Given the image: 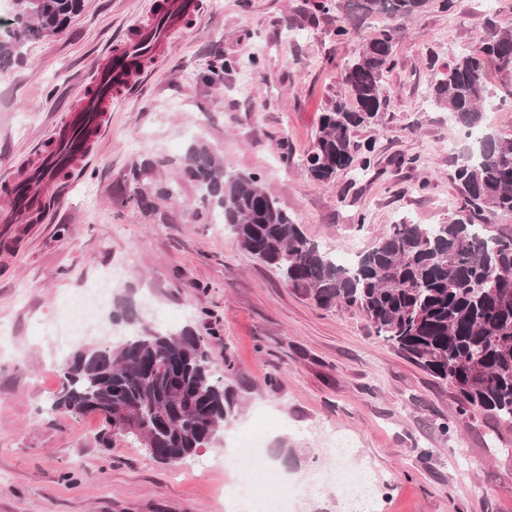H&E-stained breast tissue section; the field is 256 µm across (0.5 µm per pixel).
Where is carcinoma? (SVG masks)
<instances>
[{"label": "carcinoma", "instance_id": "1", "mask_svg": "<svg viewBox=\"0 0 512 512\" xmlns=\"http://www.w3.org/2000/svg\"><path fill=\"white\" fill-rule=\"evenodd\" d=\"M11 21L0 33V66L21 57L28 41L54 35L80 14L84 0H11ZM429 0H347L353 19L384 15L404 21ZM396 26L364 44L346 66L350 99L332 98L304 166L311 178L331 182L371 165L373 146L358 133L379 124L388 107L383 78L389 71ZM499 73L512 77V32L484 23L476 39ZM435 104L463 131L480 130L475 154L456 169L462 205L446 224H394L352 267L336 263L310 240L258 174L241 171L192 143L180 160V179L197 189L192 215L219 217L238 245L279 271L317 307L356 308L379 336L405 358L456 392L457 413L476 411L512 420V237L489 238L480 222L512 213V134L481 129L491 104L488 79L471 53L455 59L434 86ZM167 164L146 159L124 187L125 203L148 204L177 194V181L142 176ZM51 411L97 414L95 445L106 451L143 446L133 432L112 434L124 409L156 412L148 459L177 462L216 444L235 406L234 393L215 375L202 337L190 327L174 333L144 328L112 345H82L62 367Z\"/></svg>", "mask_w": 512, "mask_h": 512}]
</instances>
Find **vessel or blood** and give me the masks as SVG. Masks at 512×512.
Here are the masks:
<instances>
[{"mask_svg": "<svg viewBox=\"0 0 512 512\" xmlns=\"http://www.w3.org/2000/svg\"><path fill=\"white\" fill-rule=\"evenodd\" d=\"M200 9L199 0H158L148 22L113 45L38 163L19 175L10 188L15 206L27 221L41 216L50 185L88 158L94 140L106 130L113 97L130 89L143 64L163 50Z\"/></svg>", "mask_w": 512, "mask_h": 512, "instance_id": "obj_1", "label": "vessel or blood"}]
</instances>
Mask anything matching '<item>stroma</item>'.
I'll list each match as a JSON object with an SVG mask.
<instances>
[{
  "instance_id": "1",
  "label": "stroma",
  "mask_w": 512,
  "mask_h": 512,
  "mask_svg": "<svg viewBox=\"0 0 512 512\" xmlns=\"http://www.w3.org/2000/svg\"><path fill=\"white\" fill-rule=\"evenodd\" d=\"M151 0H84L62 32L35 39L0 69V213L7 183L36 159L105 51L149 18ZM194 21L121 100L74 176L49 191L38 221L0 224V512H229L224 465L241 435L261 431L287 453L294 488L288 512H349L335 483L334 444L373 485L366 512H512V422L487 413L456 421L455 394L377 336L359 311L327 312L242 250L223 225L189 210L196 190L153 208H124L119 195L144 159L163 157L174 178L187 146L206 144L266 191L321 246L364 252L390 225L447 223L459 198V129L431 99L432 84L471 47L485 19L512 31V0H430L404 25L384 77L382 125L371 168L331 183L302 163L328 99L347 97L343 70L394 22L352 25L342 9L312 0H201ZM349 25L347 36L336 28ZM233 69L204 77L205 59ZM113 300L133 302V324L112 308L69 315L102 275ZM77 331L78 344L118 341L129 330L205 337L237 406L215 446L158 464L142 449L104 454L101 422L46 414L68 351L45 330ZM277 383H270V375ZM453 431L442 432L444 423Z\"/></svg>"
}]
</instances>
